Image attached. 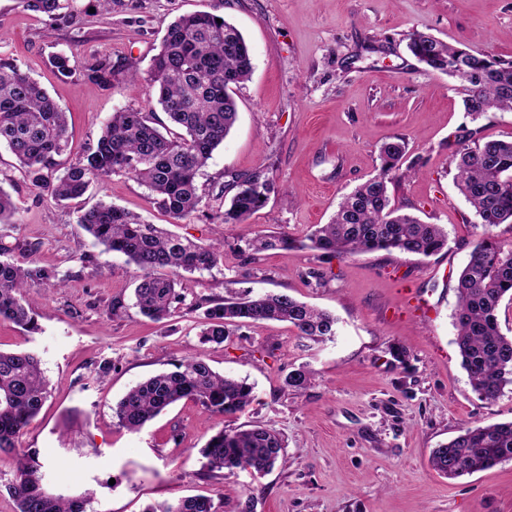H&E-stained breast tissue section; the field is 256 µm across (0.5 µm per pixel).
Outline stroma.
<instances>
[{"label":"stroma","mask_w":512,"mask_h":512,"mask_svg":"<svg viewBox=\"0 0 512 512\" xmlns=\"http://www.w3.org/2000/svg\"><path fill=\"white\" fill-rule=\"evenodd\" d=\"M73 5L79 24L52 28L20 0H0V55L68 114L63 165L83 159L113 112L157 110L146 78L168 24L208 11L242 31L254 70L234 90L237 124L199 175V191L214 195L233 177L263 171L276 192L245 225L199 213L173 220L126 176L93 182L81 202L59 205L38 200L0 147V186L18 207L13 223H0V242L33 249L66 280L26 289L37 332L0 321V350L33 352L52 386L18 443L38 450L48 487L89 494L87 512H145L194 495L223 497L232 512L245 492L255 512H512V460L458 479L430 465L433 449L460 427L512 421V390L481 400L455 343L457 280L483 229L450 163L466 131L482 142L512 139V112L472 119L460 81L426 70L407 49L409 34L421 31L512 60V0H114L108 14L94 12L95 0ZM58 51L70 56L71 76L51 66ZM99 56L125 68L104 87L83 76ZM398 138L416 166L390 184L393 205L448 232L447 248L429 258L378 251L330 261L311 249L271 250L245 269L231 255L211 271L185 274L184 303L158 324L135 306L136 267L101 253L77 222L79 207L105 201L202 243L232 244L245 232L301 238L380 173L382 146ZM84 254L104 263L101 274L82 268ZM314 268L323 281L310 278ZM245 287L331 311L334 340L310 346L290 325L264 322L200 347L204 304ZM395 345L406 362L393 359ZM196 351L220 374L253 383L244 413L224 417L183 400L140 431L118 425L113 408L132 387ZM306 363L316 372L312 384L287 389L288 372ZM254 424L284 441L273 470H211L200 453L209 438Z\"/></svg>","instance_id":"35a3bbf8"}]
</instances>
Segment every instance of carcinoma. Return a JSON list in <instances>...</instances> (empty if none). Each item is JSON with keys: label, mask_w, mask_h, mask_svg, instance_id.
I'll list each match as a JSON object with an SVG mask.
<instances>
[{"label": "carcinoma", "mask_w": 512, "mask_h": 512, "mask_svg": "<svg viewBox=\"0 0 512 512\" xmlns=\"http://www.w3.org/2000/svg\"><path fill=\"white\" fill-rule=\"evenodd\" d=\"M21 3L43 14L51 27L77 24V15L66 11L67 0ZM216 18L197 12L168 26L148 71L164 118L132 107L112 113L95 146L64 170L56 158L70 148L67 113L16 61L0 58V144L18 160L29 184L57 204L83 197L94 180L127 175L146 187L158 208L174 219L211 208L199 194L196 179L237 121L233 88L253 71L251 49L241 31ZM408 49L427 70L460 80L471 116L512 111V61L490 59L421 32L410 34ZM119 73L111 60L99 58L85 68L84 76L105 85ZM474 135L468 131L461 136L452 158L456 186L485 229L458 278L455 343L472 390L481 399L494 400L512 386V336L502 333L498 321L501 302L512 301V241L492 234L494 227L512 223V139L481 144ZM406 155L404 140L384 144L382 173L345 195L331 221L316 225L305 239L286 234L241 238L237 250L244 264L274 249L309 248L327 259H343L376 251L429 257L446 248L443 225L424 223L391 205L390 173L402 169ZM232 186L236 192L231 198L222 191L215 195L218 207L212 218L223 224L245 223L275 190L273 180L261 173L237 176ZM16 212L11 195L0 187V223L11 222ZM77 223L102 252L120 254L136 266V305L157 323L184 301L178 291L181 273L210 271L224 254L222 242L203 244L170 234L104 202L80 210ZM11 252L0 243V319L34 332L38 325L23 304L24 289L54 282L57 274L39 266L31 249L2 259ZM160 269L169 274H157ZM268 321L287 322L297 336L314 343L336 336L337 319L329 312L285 293H245L206 308L199 343L221 345L234 331ZM314 378L311 368L301 366L288 372L285 384L300 391ZM48 396L49 382L33 353L0 351V451L17 447ZM182 400L235 416L254 400L253 385L215 372L196 352L130 389L113 415L122 427L138 431ZM283 448L274 429L254 425L218 431L201 454L213 471L240 469L263 475L275 467ZM505 460H512V422L461 427L456 437L433 450L431 464L455 479ZM43 468L38 450L29 448L19 456L15 479L8 486L17 512H86L88 497L52 492L43 483ZM147 512L217 510L212 498L197 495L156 504Z\"/></svg>", "instance_id": "1"}]
</instances>
